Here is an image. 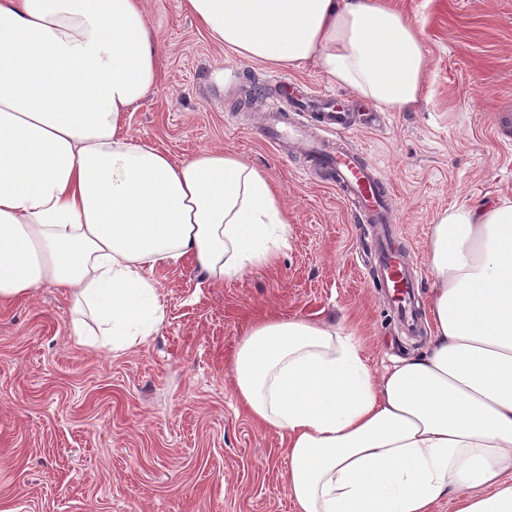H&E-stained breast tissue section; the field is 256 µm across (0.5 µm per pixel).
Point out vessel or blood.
I'll return each mask as SVG.
<instances>
[{
  "label": "vessel or blood",
  "instance_id": "obj_1",
  "mask_svg": "<svg viewBox=\"0 0 512 512\" xmlns=\"http://www.w3.org/2000/svg\"><path fill=\"white\" fill-rule=\"evenodd\" d=\"M290 109L314 113L322 132L315 148L314 162L326 172L327 184L336 189L358 222L387 226V234L377 243L379 266L376 274L400 320L407 327H414L416 315L412 301L418 281L405 262L403 235L391 207L393 190L389 181L360 153L334 143V135L348 126L347 114L338 107L335 95L314 92L303 81L280 79L279 90L268 105L271 117L262 134L265 142L274 145L300 137V128L289 122L286 115Z\"/></svg>",
  "mask_w": 512,
  "mask_h": 512
}]
</instances>
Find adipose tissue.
Here are the masks:
<instances>
[{"label": "adipose tissue", "instance_id": "ef3b65f1", "mask_svg": "<svg viewBox=\"0 0 512 512\" xmlns=\"http://www.w3.org/2000/svg\"><path fill=\"white\" fill-rule=\"evenodd\" d=\"M147 0H0V304L51 283L78 345L124 352L164 320L152 273L213 281L288 245L261 169L221 149L175 162L124 127L158 85ZM247 61L313 62L388 112L415 107L427 57L385 0H186ZM430 339L381 372L343 321L270 318L236 349L237 397L287 442L296 512H512V199L442 211L427 240Z\"/></svg>", "mask_w": 512, "mask_h": 512}]
</instances>
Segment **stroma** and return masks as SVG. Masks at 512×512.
<instances>
[{"mask_svg":"<svg viewBox=\"0 0 512 512\" xmlns=\"http://www.w3.org/2000/svg\"><path fill=\"white\" fill-rule=\"evenodd\" d=\"M421 32L422 98L406 112L357 116L346 146L394 188L409 258L428 273L426 242L453 204L512 198V0H388ZM162 43L159 84L126 113L129 133L180 162L209 148L242 156L277 183L289 246L275 269L210 281L191 260L156 268L166 316L129 351L70 337V300L44 285L0 306V512H294L286 441L253 421L231 366L257 320L346 318L369 366L423 347L430 322L400 328L375 288L362 241L335 190L305 175L299 153L261 140L259 82L335 90L313 63L242 60L201 32L184 0H150Z\"/></svg>","mask_w":512,"mask_h":512,"instance_id":"obj_1","label":"stroma"}]
</instances>
